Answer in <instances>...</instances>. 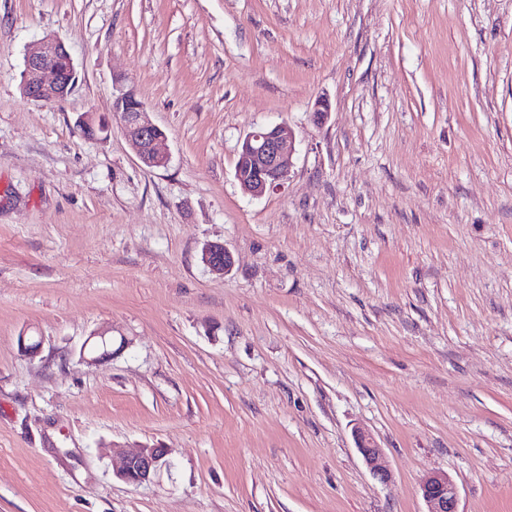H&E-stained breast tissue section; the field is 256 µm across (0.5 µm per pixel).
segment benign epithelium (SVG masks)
<instances>
[{"label": "benign epithelium", "mask_w": 512, "mask_h": 512, "mask_svg": "<svg viewBox=\"0 0 512 512\" xmlns=\"http://www.w3.org/2000/svg\"><path fill=\"white\" fill-rule=\"evenodd\" d=\"M77 72L72 56L63 42L47 37L25 58L21 88L23 94L36 102H62L73 90ZM112 111L120 114L130 146L145 167L161 168L168 165L170 156L162 149L165 133L145 118V106L131 91H121L112 100ZM292 131L284 124L256 128L248 132L238 153L235 179L241 189L260 197L275 189L286 179L291 161ZM201 261L211 272L224 274L233 265L230 251L219 243L202 248ZM90 340L101 346L95 360L112 356V337L100 331ZM357 449L370 472L384 482L390 471L383 463V450L366 429L356 431ZM166 449L143 447L131 454L117 453L120 462L115 474L125 482L140 486L150 483L167 467ZM428 512H459L458 488L446 472L425 477L420 484Z\"/></svg>", "instance_id": "benign-epithelium-1"}]
</instances>
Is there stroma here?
<instances>
[{
  "label": "stroma",
  "instance_id": "obj_1",
  "mask_svg": "<svg viewBox=\"0 0 512 512\" xmlns=\"http://www.w3.org/2000/svg\"><path fill=\"white\" fill-rule=\"evenodd\" d=\"M48 35L61 103L20 89ZM277 124L256 198L239 141ZM116 444L171 467L128 484ZM437 471L512 512V0H0V512H426ZM64 60L65 65H60ZM77 72L72 56L63 42L46 37L25 58L21 88L36 102H62L73 90ZM112 110L120 114L130 146L145 167H166L170 156L162 149L165 133L145 118V106L131 91H120L112 100ZM292 131L284 124L248 132L238 153L235 179L241 189L260 197L286 179L291 161ZM201 261L213 273L224 274L233 265V257L223 244L209 243L202 248ZM356 447L370 472L381 482L389 479L391 473L383 463V450L369 430L356 431Z\"/></svg>",
  "mask_w": 512,
  "mask_h": 512
}]
</instances>
